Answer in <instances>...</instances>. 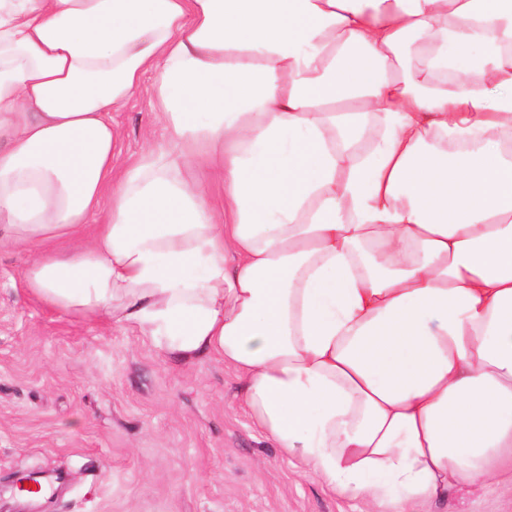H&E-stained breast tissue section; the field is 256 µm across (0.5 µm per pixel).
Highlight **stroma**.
I'll return each mask as SVG.
<instances>
[{
    "instance_id": "obj_1",
    "label": "stroma",
    "mask_w": 512,
    "mask_h": 512,
    "mask_svg": "<svg viewBox=\"0 0 512 512\" xmlns=\"http://www.w3.org/2000/svg\"><path fill=\"white\" fill-rule=\"evenodd\" d=\"M153 75L113 112L117 169L166 146ZM24 248L0 250V482L67 477L44 512H373L282 455L239 406L217 357H162L136 331L51 310L19 282ZM414 512H512V473Z\"/></svg>"
}]
</instances>
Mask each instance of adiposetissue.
Listing matches in <instances>:
<instances>
[{"label": "adipose tissue", "mask_w": 512, "mask_h": 512, "mask_svg": "<svg viewBox=\"0 0 512 512\" xmlns=\"http://www.w3.org/2000/svg\"><path fill=\"white\" fill-rule=\"evenodd\" d=\"M148 72L168 146L116 176ZM509 135L512 0H0L23 288L222 358L284 456L378 512L512 465Z\"/></svg>", "instance_id": "obj_1"}]
</instances>
